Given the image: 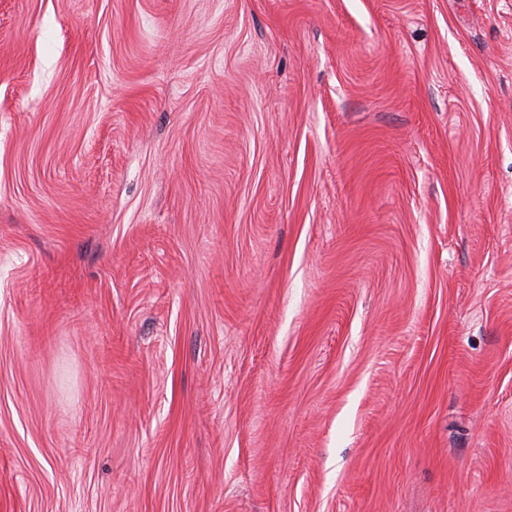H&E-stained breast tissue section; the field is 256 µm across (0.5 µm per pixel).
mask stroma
Masks as SVG:
<instances>
[{"mask_svg":"<svg viewBox=\"0 0 512 512\" xmlns=\"http://www.w3.org/2000/svg\"><path fill=\"white\" fill-rule=\"evenodd\" d=\"M0 512H512V0H0Z\"/></svg>","mask_w":512,"mask_h":512,"instance_id":"stroma-1","label":"stroma"}]
</instances>
